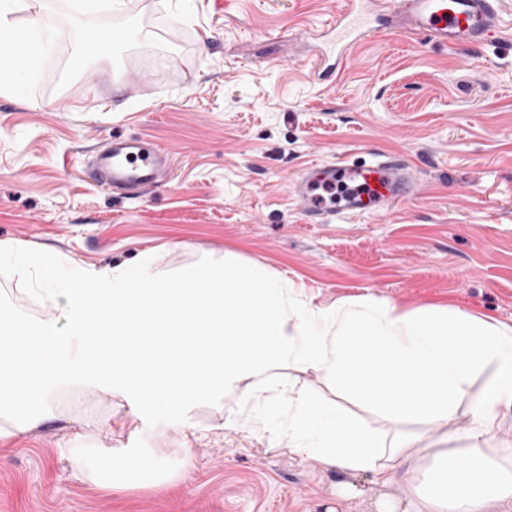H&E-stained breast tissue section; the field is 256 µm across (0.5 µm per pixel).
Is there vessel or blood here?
I'll list each match as a JSON object with an SVG mask.
<instances>
[{
	"mask_svg": "<svg viewBox=\"0 0 512 512\" xmlns=\"http://www.w3.org/2000/svg\"><path fill=\"white\" fill-rule=\"evenodd\" d=\"M501 0H343L327 21L325 46L302 63L319 78L332 79L347 66L360 43L400 28L445 47L474 48L488 42L501 25ZM172 169L170 154L157 142L135 136H112L87 164L84 173L111 194L138 199L150 194ZM361 184L340 204L325 203L318 188L338 178ZM416 169L396 154L356 161L344 156L317 162L289 185L309 223L326 224L338 215L384 214L414 196Z\"/></svg>",
	"mask_w": 512,
	"mask_h": 512,
	"instance_id": "vessel-or-blood-1",
	"label": "vessel or blood"
}]
</instances>
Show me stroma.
Wrapping results in <instances>:
<instances>
[{
    "label": "stroma",
    "instance_id": "obj_1",
    "mask_svg": "<svg viewBox=\"0 0 512 512\" xmlns=\"http://www.w3.org/2000/svg\"><path fill=\"white\" fill-rule=\"evenodd\" d=\"M125 4L83 15L79 29L62 0H23L13 15L44 48L0 91V242H25L32 269L131 265L147 252L177 270L225 254L288 279L303 303L373 295L512 324V0H502L501 35L480 48L396 29L359 47L333 81L300 59L340 0ZM124 25L139 37L97 61L74 53L82 30ZM117 133L162 144L170 181L122 200L88 179L92 150ZM353 151L402 155L418 194L383 215L307 223L290 182ZM0 309L67 327L64 300L24 290L8 260ZM493 374L434 424L387 420L312 369L289 378L352 420L431 448L468 428ZM232 404L137 418L120 395L61 385L37 429L0 436V512H405V472L384 484L326 467L276 444L262 422L227 425ZM108 448L152 459L165 483L98 484Z\"/></svg>",
    "mask_w": 512,
    "mask_h": 512
}]
</instances>
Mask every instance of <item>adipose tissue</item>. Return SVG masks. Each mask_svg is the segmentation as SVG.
<instances>
[{
	"label": "adipose tissue",
	"mask_w": 512,
	"mask_h": 512,
	"mask_svg": "<svg viewBox=\"0 0 512 512\" xmlns=\"http://www.w3.org/2000/svg\"><path fill=\"white\" fill-rule=\"evenodd\" d=\"M16 7L0 0V42L11 48L1 82L27 70L41 49L13 23ZM25 253L23 243L0 242L19 280L66 300L68 330L0 313V428H36L54 385L77 374L101 391L122 390L136 416L223 393L255 409L275 442L328 467L386 483L415 463L407 512H484L512 500V454L498 437L500 411L512 406V325L437 305L401 312L373 296L305 304L287 280L224 256L178 275L155 270L151 257L135 271L35 273ZM489 364L495 373L457 447L436 450L424 466L418 435L389 438L351 422L284 376L311 368L391 419L423 422L451 418ZM156 476L155 462L137 455L107 456L98 472L100 482L130 485Z\"/></svg>",
	"instance_id": "obj_1"
}]
</instances>
